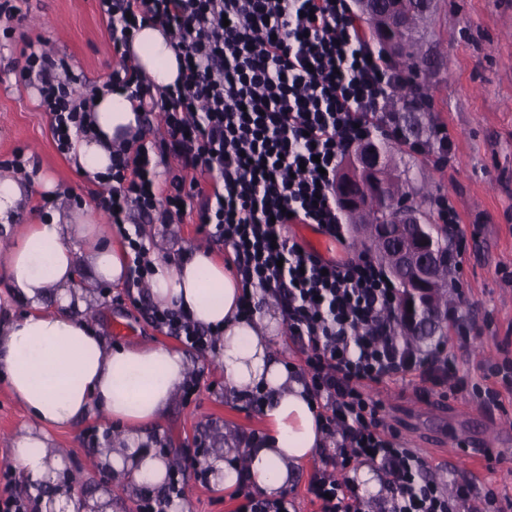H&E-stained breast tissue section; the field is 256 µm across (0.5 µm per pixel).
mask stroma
I'll return each mask as SVG.
<instances>
[{
  "instance_id": "35a3bbf8",
  "label": "stroma",
  "mask_w": 512,
  "mask_h": 512,
  "mask_svg": "<svg viewBox=\"0 0 512 512\" xmlns=\"http://www.w3.org/2000/svg\"><path fill=\"white\" fill-rule=\"evenodd\" d=\"M435 12L425 32L430 48L427 61L417 70V81L434 102L430 112L401 110L402 126L417 124L411 140L424 139L430 122L447 124L453 135V163L436 168L421 157L401 153L399 166L410 169L414 186H427L417 202L432 212V200L450 196L459 212L452 247L463 248L460 265L451 280L460 285L457 311L471 332L459 340L445 329L447 349L461 375L478 382L484 362L500 360L512 352V0H434ZM24 21L10 39V49L0 50V174H12L8 161L23 150L26 168L52 178L57 189L51 204H43L40 188L24 193L15 219L0 226V240L24 225L39 222L42 212L59 214L62 223L72 216L99 225L111 242L121 237L107 215L94 207L96 186L82 177L72 162L55 149L48 117L38 106L33 88L19 77L21 55L28 44H46L55 57L65 59L80 76L77 91L106 80L113 64L108 34L97 12L96 0H23ZM161 256L175 255L177 247L206 246L219 261L230 259L232 249L221 242H207L195 224H151ZM124 287L109 283L87 289L86 304L97 311L95 322L116 346L155 343L176 346L175 338L155 331L123 302ZM194 370L203 374L201 388L192 402L176 396L169 413L151 428L162 438L161 456L169 463L189 464L197 436H204L208 457H223L225 449L243 448V438L266 432L259 408L239 401L224 383V371L214 355L188 352ZM371 396L384 406L383 416L394 425L408 447L417 450L427 473L471 481L478 491L494 489L512 497V390H502L500 404L484 408L470 395L433 394L419 400L414 385L397 380L373 387ZM111 436L124 429L120 421L83 419L69 428H51L47 444L61 467L81 472L80 499L105 497L107 466L89 467V457H100L97 448L82 442L88 427ZM33 422L21 403L0 382V469L13 467L15 438L32 429ZM499 449L493 461L472 465L457 454L465 449L475 455L486 448ZM182 503L186 512H233L232 492L201 482L188 472Z\"/></svg>"
}]
</instances>
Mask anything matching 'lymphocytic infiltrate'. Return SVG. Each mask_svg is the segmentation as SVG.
Listing matches in <instances>:
<instances>
[{
    "label": "lymphocytic infiltrate",
    "mask_w": 512,
    "mask_h": 512,
    "mask_svg": "<svg viewBox=\"0 0 512 512\" xmlns=\"http://www.w3.org/2000/svg\"><path fill=\"white\" fill-rule=\"evenodd\" d=\"M116 60L89 92L70 65L42 48L24 52L21 75L49 116L57 151L96 135L91 111L99 95L121 89L144 116H159L153 146L146 121L112 147L106 172L93 176L96 209L117 228L127 255L126 279L144 287L153 259L132 212L172 224L192 216L199 231L230 245L244 313L256 293L277 302L289 338L304 355L297 376L310 390L323 434L325 469L308 491L320 512H363L354 479L338 478L351 462L379 464L390 493L381 512H463L473 483L443 489L424 477L425 463L385 426L369 386L415 382L420 396L438 387L465 391L444 342L412 346L396 314L397 289L369 256L325 259L288 236L311 224L343 240L336 174L353 146L380 134L444 167L451 161L447 125L407 141L393 105L433 108L413 70L373 50L349 0H97ZM159 27L180 61L176 82L156 86L134 63L130 46L144 25ZM176 168H169V161ZM130 303L157 331L201 354L218 350L216 333L183 310L133 295Z\"/></svg>",
    "instance_id": "lymphocytic-infiltrate-1"
}]
</instances>
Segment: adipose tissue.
I'll list each match as a JSON object with an SVG mask.
<instances>
[{
	"label": "adipose tissue",
	"instance_id": "1",
	"mask_svg": "<svg viewBox=\"0 0 512 512\" xmlns=\"http://www.w3.org/2000/svg\"><path fill=\"white\" fill-rule=\"evenodd\" d=\"M131 52L142 72L159 87L173 84L178 60L159 28L147 26L133 39ZM139 112L126 93L99 96L93 116L98 139H80L72 152L81 171H106L113 141L135 131ZM89 253L91 267L80 256ZM126 255L85 224H63L50 216L28 225L19 238L0 248V378L25 407L38 434L16 440L14 463L26 485L49 482L48 428L68 427L100 413L125 424L126 445L105 451L102 460L116 475L138 484L159 483L162 457L133 453L147 428L166 415L190 367L179 350L164 345L112 347L81 309L76 286L89 280L123 281ZM150 296L160 306L180 308L205 327H220L224 381L238 398L254 389L267 396L261 407L266 435L246 449L247 479L262 495L278 497L297 466L322 446L316 404L287 366L269 352L281 322L274 312L238 316L241 289L231 268L210 252L195 250L179 260L154 262ZM28 311L14 317L13 302Z\"/></svg>",
	"mask_w": 512,
	"mask_h": 512
}]
</instances>
